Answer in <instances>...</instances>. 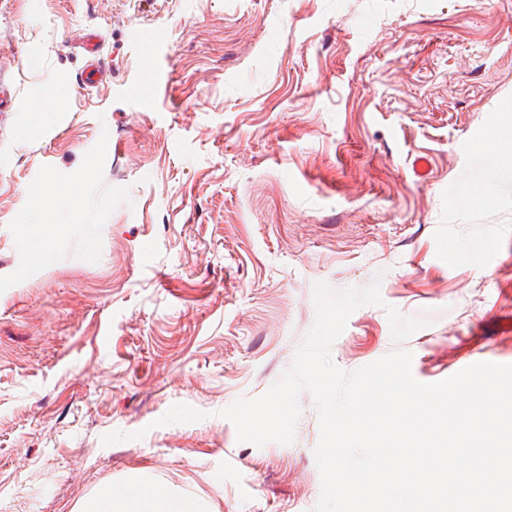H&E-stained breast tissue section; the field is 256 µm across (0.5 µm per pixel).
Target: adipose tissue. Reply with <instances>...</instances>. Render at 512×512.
Masks as SVG:
<instances>
[{"label": "adipose tissue", "instance_id": "1", "mask_svg": "<svg viewBox=\"0 0 512 512\" xmlns=\"http://www.w3.org/2000/svg\"><path fill=\"white\" fill-rule=\"evenodd\" d=\"M79 512H201V507L174 499L156 486L141 482L132 490L100 487L81 504Z\"/></svg>", "mask_w": 512, "mask_h": 512}]
</instances>
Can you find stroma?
<instances>
[{
    "label": "stroma",
    "mask_w": 512,
    "mask_h": 512,
    "mask_svg": "<svg viewBox=\"0 0 512 512\" xmlns=\"http://www.w3.org/2000/svg\"><path fill=\"white\" fill-rule=\"evenodd\" d=\"M1 86L0 512L138 480L315 512L312 395L288 445L219 412L290 367L319 282L380 288L330 349L344 371L512 364V174L477 150L512 102V0H0ZM390 306L425 327L394 341ZM179 403L207 419L159 425Z\"/></svg>",
    "instance_id": "stroma-1"
}]
</instances>
